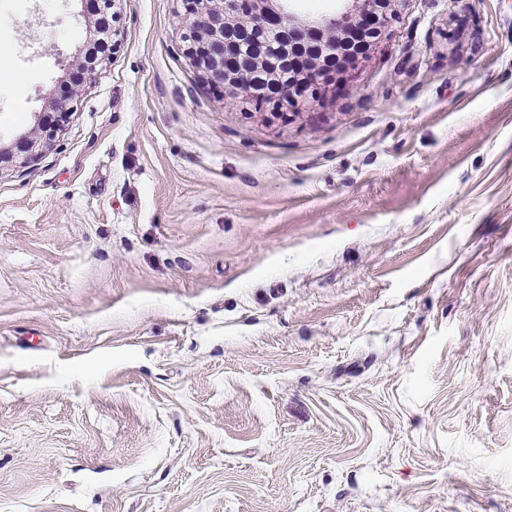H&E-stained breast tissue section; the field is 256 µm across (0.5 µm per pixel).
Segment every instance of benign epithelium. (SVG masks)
Wrapping results in <instances>:
<instances>
[{
	"label": "benign epithelium",
	"mask_w": 512,
	"mask_h": 512,
	"mask_svg": "<svg viewBox=\"0 0 512 512\" xmlns=\"http://www.w3.org/2000/svg\"><path fill=\"white\" fill-rule=\"evenodd\" d=\"M290 0H183L187 31L184 34L186 54L211 89L231 98H240L252 71L267 69L268 79L277 83V71L269 68L266 57L269 43L264 34L276 36L278 50L284 63L298 64L293 51L304 47L306 67L299 75L301 83L316 86L323 61L319 49L333 46L343 50L350 32L362 28L374 18L379 29H384L393 17L396 0H340L343 6L330 15L298 16L289 10ZM88 7L96 15L95 24L112 25V0H88ZM251 42L249 53L242 46ZM89 54L73 59L66 70L75 71V80L69 98L63 102L54 99L49 106L62 116H68L70 103L78 100L84 81L92 74L87 63ZM57 127L48 126L44 118L35 116V126L22 138L23 161L31 160L53 146Z\"/></svg>",
	"instance_id": "1"
}]
</instances>
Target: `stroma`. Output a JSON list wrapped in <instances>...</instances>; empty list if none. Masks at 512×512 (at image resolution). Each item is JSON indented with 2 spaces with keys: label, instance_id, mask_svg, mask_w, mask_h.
<instances>
[{
  "label": "stroma",
  "instance_id": "35a3bbf8",
  "mask_svg": "<svg viewBox=\"0 0 512 512\" xmlns=\"http://www.w3.org/2000/svg\"><path fill=\"white\" fill-rule=\"evenodd\" d=\"M113 11L0 166V512H512V0H397L280 116ZM94 38L0 0V145ZM90 52H91L90 50L87 51L84 54L83 58L76 57L66 67L67 72H69V73H67L68 76L73 74L74 72H71V71H74V70H76V72L81 75L79 79L75 80L74 86L72 87V91H71L69 98L63 102L56 101L53 98H51V100L49 101V106L53 110L59 112L61 117L65 116V118H66L69 115V113H71L69 111L71 108H73V106H69L70 103L78 100V98L81 97L82 92H83L84 81L87 78L89 79L92 72L95 70V69L92 70V67L87 63V59L90 55ZM35 119V126L31 133L24 136L21 141L23 149L21 164L41 155L53 146L58 125L52 127L46 125L42 115H35Z\"/></svg>",
  "mask_w": 512,
  "mask_h": 512
}]
</instances>
